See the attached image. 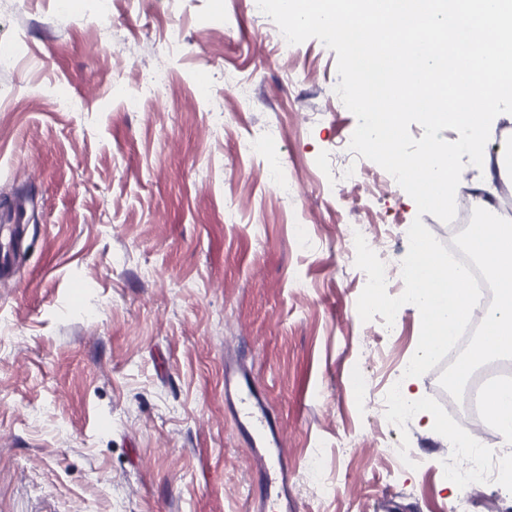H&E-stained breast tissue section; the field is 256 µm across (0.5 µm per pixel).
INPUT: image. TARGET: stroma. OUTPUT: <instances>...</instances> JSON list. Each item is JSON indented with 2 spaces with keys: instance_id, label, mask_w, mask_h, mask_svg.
<instances>
[{
  "instance_id": "obj_1",
  "label": "stroma",
  "mask_w": 512,
  "mask_h": 512,
  "mask_svg": "<svg viewBox=\"0 0 512 512\" xmlns=\"http://www.w3.org/2000/svg\"><path fill=\"white\" fill-rule=\"evenodd\" d=\"M252 0H0V512H252L255 460L224 406V363L282 428L299 512H450L452 447L416 416L415 467L368 407L400 379L420 313L362 321L345 227L400 265L421 219L394 188L353 211L356 117L337 56L290 45ZM169 84L146 89L155 68ZM80 100L64 112L57 90ZM512 147L493 121L478 186ZM321 462L322 493L309 473Z\"/></svg>"
}]
</instances>
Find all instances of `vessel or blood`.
Segmentation results:
<instances>
[{"instance_id": "b4317fda", "label": "vessel or blood", "mask_w": 512, "mask_h": 512, "mask_svg": "<svg viewBox=\"0 0 512 512\" xmlns=\"http://www.w3.org/2000/svg\"><path fill=\"white\" fill-rule=\"evenodd\" d=\"M224 402L258 462L259 490L252 499V512H266L272 501L280 512H296L279 421L267 408L264 395L253 387L250 374L230 364L224 367Z\"/></svg>"}]
</instances>
